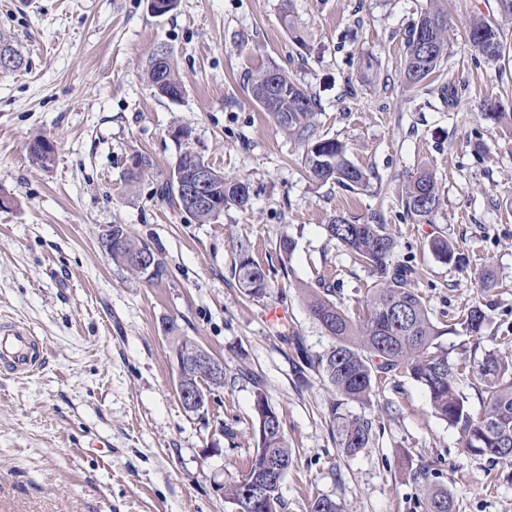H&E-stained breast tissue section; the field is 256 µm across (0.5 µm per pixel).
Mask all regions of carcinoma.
I'll use <instances>...</instances> for the list:
<instances>
[{"instance_id":"1","label":"carcinoma","mask_w":512,"mask_h":512,"mask_svg":"<svg viewBox=\"0 0 512 512\" xmlns=\"http://www.w3.org/2000/svg\"><path fill=\"white\" fill-rule=\"evenodd\" d=\"M467 36L476 49L482 42L497 46L498 51L490 57L491 61L497 62L504 56L503 31L495 21L479 16L472 18ZM447 57L448 13L432 5L421 13L406 41L404 75L407 84L416 86L429 78ZM270 77L276 80L278 95L262 100L256 91ZM145 78L157 96L183 92L170 63L148 64ZM247 90L252 100L270 113L286 134L304 145L302 164L313 180L332 181L350 191L368 185L371 174L347 158L345 143L315 134L312 119L320 110V102L313 93L274 65L248 74ZM483 115L491 122L512 126V113L502 111L501 105L491 99L483 104ZM213 175L215 192L224 205L240 209L250 206V196L238 192L246 182L228 179L217 170ZM402 196L407 214L419 221L427 219L439 201L433 175L425 170L420 172L403 187ZM325 230L329 240L350 250L371 270L375 285L369 289L361 304L362 313L356 318L331 299L334 288L325 279H319L316 288L304 289L310 316L331 339V345L323 354L314 359L306 358L305 364L317 371L333 393L363 405L376 396V388L383 378L407 374L424 388L435 416L458 430L468 454L512 464V363L505 362L494 352L485 353L476 373L486 398L482 412L473 413L457 386L463 361L450 359L448 349L442 345L440 338L445 330L434 322L422 296L412 286L418 278L416 269L394 260L396 241L382 216L374 213L355 224L335 214L329 218ZM99 242L112 264L136 279L156 283L166 275V265L157 248L153 268L146 274L140 273L134 262L135 254L147 241L135 237L121 224L108 225ZM428 248L446 264L464 263L463 254L444 237L431 238ZM234 275L238 287L249 296H262L270 288L265 269L246 248H240L237 253ZM485 321L484 308L476 304L466 310L460 325L466 333L478 336ZM254 412L258 446L246 471L249 480L262 485L267 496L248 502L247 508L254 512H277L291 451L280 413L259 387L255 391ZM330 424L336 429L338 444L345 454L354 456L370 447L374 437L372 421L345 416L333 402ZM269 461L279 469L270 481L266 469ZM412 477L422 492L425 512H451L448 491L433 486L425 470L412 471ZM249 490L242 480L226 482L224 501L232 505L241 503Z\"/></svg>"}]
</instances>
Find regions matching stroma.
<instances>
[{
	"label": "stroma",
	"instance_id": "obj_1",
	"mask_svg": "<svg viewBox=\"0 0 512 512\" xmlns=\"http://www.w3.org/2000/svg\"><path fill=\"white\" fill-rule=\"evenodd\" d=\"M442 4L448 59L412 88L406 41L428 0H178L164 15L149 0H0V35L25 58L0 72V196L10 200L0 208V316L46 346L36 375L0 373V512H229L217 486L255 452L259 384L293 456L278 512H310L318 497L343 512H424L413 467L447 488L452 512H512V466L467 454L408 375L372 404L342 402L341 413L375 428L371 447L348 456L331 431L332 393L315 370L295 371L330 345L305 289L333 281L335 302L354 314L375 283L329 240L337 213L382 214L451 359L512 360V127L480 116L487 99L512 112V62L488 61L466 35L471 17L496 19L512 47V19L496 0ZM162 47L183 87L175 101L144 79ZM268 65L317 96L316 133L346 143L373 173L367 187L309 177L302 145L245 88V74ZM178 127L188 140L173 138ZM35 133L55 142L49 167L27 155ZM187 146L248 182L251 208L201 224L171 205L160 188ZM137 153L154 169L130 186ZM423 169L439 204L419 222L399 193ZM109 224L155 242L167 277L149 284L112 265L99 244ZM436 236L468 265L438 261L427 247ZM242 243L272 282L264 297L236 286ZM486 269L498 285L484 292L476 277ZM476 303L488 318L472 336L456 324ZM274 308L282 318L267 320ZM168 321L224 362L225 385L203 414L177 395Z\"/></svg>",
	"mask_w": 512,
	"mask_h": 512
}]
</instances>
